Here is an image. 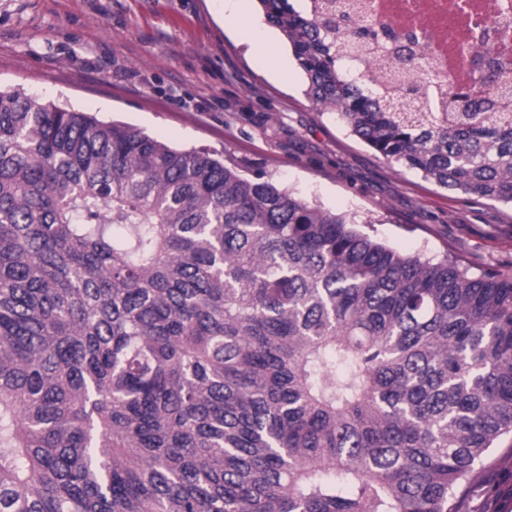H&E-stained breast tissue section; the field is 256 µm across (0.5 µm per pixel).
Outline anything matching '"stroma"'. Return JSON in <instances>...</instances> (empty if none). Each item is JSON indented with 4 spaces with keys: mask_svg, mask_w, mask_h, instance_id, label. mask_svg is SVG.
Segmentation results:
<instances>
[{
    "mask_svg": "<svg viewBox=\"0 0 512 512\" xmlns=\"http://www.w3.org/2000/svg\"><path fill=\"white\" fill-rule=\"evenodd\" d=\"M278 62L243 43L242 22ZM0 88L23 89L224 154L403 253L512 273V206L472 200L391 163L317 111L291 47L257 0H0ZM512 512V443L471 481Z\"/></svg>",
    "mask_w": 512,
    "mask_h": 512,
    "instance_id": "1",
    "label": "stroma"
}]
</instances>
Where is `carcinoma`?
Instances as JSON below:
<instances>
[{"label":"carcinoma","mask_w":512,"mask_h":512,"mask_svg":"<svg viewBox=\"0 0 512 512\" xmlns=\"http://www.w3.org/2000/svg\"><path fill=\"white\" fill-rule=\"evenodd\" d=\"M306 95L385 160L512 204V112L365 94L379 33L258 0ZM0 89V512H456L512 435V274Z\"/></svg>","instance_id":"carcinoma-1"}]
</instances>
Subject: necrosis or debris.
<instances>
[{"instance_id": "obj_1", "label": "necrosis or debris", "mask_w": 512, "mask_h": 512, "mask_svg": "<svg viewBox=\"0 0 512 512\" xmlns=\"http://www.w3.org/2000/svg\"><path fill=\"white\" fill-rule=\"evenodd\" d=\"M506 0H336L359 24L383 29L367 41L356 64L377 71L369 86L400 93L395 52L412 46L419 71L447 76L471 97L485 96L489 72L499 77L500 103L512 111V8Z\"/></svg>"}]
</instances>
